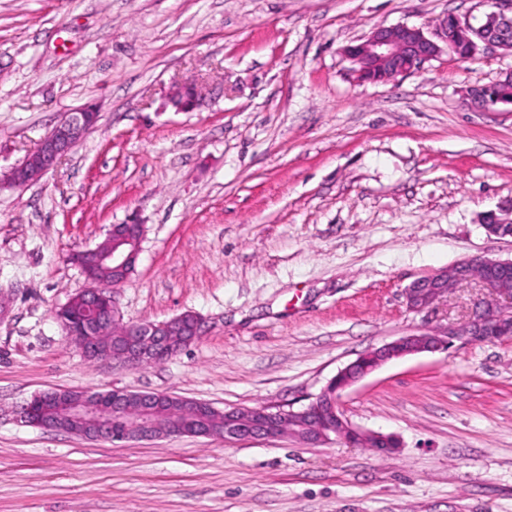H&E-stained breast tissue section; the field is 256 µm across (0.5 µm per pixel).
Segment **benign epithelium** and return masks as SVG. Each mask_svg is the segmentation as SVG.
Segmentation results:
<instances>
[{"label": "benign epithelium", "instance_id": "7a95c632", "mask_svg": "<svg viewBox=\"0 0 512 512\" xmlns=\"http://www.w3.org/2000/svg\"><path fill=\"white\" fill-rule=\"evenodd\" d=\"M477 13L464 16L455 14L441 19L432 32L418 26L398 24L379 27L361 42L349 45L344 54L356 65V78L360 82H390L406 75L425 62L437 57L442 46L455 51L456 42L463 41L472 48L468 59L491 49L512 50V0H477ZM490 87L472 86L466 89L465 101L477 111L488 110L494 105L489 98ZM202 90L194 84L174 87L172 102L180 110L196 107L201 101ZM95 107L89 105L73 112L68 119L55 126L38 144L26 160L13 168L9 182L17 187L26 186L53 169L97 122ZM487 232L500 235L504 226L512 225V200L487 211L481 217ZM145 225L135 221L114 224L104 243L84 254L97 261L109 262L121 270L137 262ZM90 287L81 293L85 312L76 321L70 315L69 305L54 310L53 316L65 333L78 340L83 352H97L102 338L117 330L122 341L108 358L129 366L150 364L160 357H172L186 345L194 342L201 332V318L192 313H182L161 322L126 324L122 321L114 292L108 285L88 279ZM477 284L488 291V298L479 301L468 319L457 328L436 333L402 336L378 349L367 352L338 371L329 387L310 398L302 409L295 411L268 406L232 407L224 409V441L279 438L286 436L288 426L311 414L326 410L331 423L329 429L301 425L297 438L305 444L323 443L333 438L347 443H388V436L366 431L350 424L340 410L343 392L366 377L385 362L423 352L448 348L455 339L469 342H492L512 335V259L475 258L462 260L434 275L419 278L404 289L406 305L412 312L432 309L448 296L456 286ZM59 391H43L32 396L17 411V419L29 422L35 406L45 408L47 416L74 423V431L93 441H142L171 435L186 434L180 426L157 433L145 417L152 406L162 401L166 394L145 392L136 394L142 403L138 414L139 424L119 434L112 423L114 416H127L125 401L129 393L112 391L103 400L90 392L76 390L66 401H58Z\"/></svg>", "mask_w": 512, "mask_h": 512}]
</instances>
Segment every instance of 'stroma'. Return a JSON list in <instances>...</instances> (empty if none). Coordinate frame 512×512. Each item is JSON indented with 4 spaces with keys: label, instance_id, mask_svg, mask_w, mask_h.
<instances>
[{
    "label": "stroma",
    "instance_id": "1",
    "mask_svg": "<svg viewBox=\"0 0 512 512\" xmlns=\"http://www.w3.org/2000/svg\"><path fill=\"white\" fill-rule=\"evenodd\" d=\"M475 0H0V512H512V338L393 359L347 389L343 441L173 436L93 442L16 421L56 389L303 408L402 336L460 326L479 295L408 310L404 288L472 257L512 259L481 216L512 199V106L465 89L512 51L441 54L360 83L346 46L431 27ZM201 85L190 112L173 83ZM96 127L40 180L6 176L56 124ZM145 226L116 292L124 322L199 315L160 364L83 356L53 319L87 282L73 253Z\"/></svg>",
    "mask_w": 512,
    "mask_h": 512
}]
</instances>
